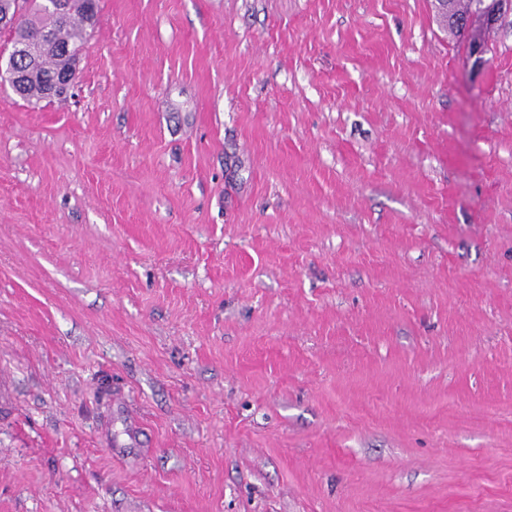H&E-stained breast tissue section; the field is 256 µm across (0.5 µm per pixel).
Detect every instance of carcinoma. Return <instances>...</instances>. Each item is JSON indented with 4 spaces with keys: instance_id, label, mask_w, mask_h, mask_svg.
Masks as SVG:
<instances>
[{
    "instance_id": "carcinoma-1",
    "label": "carcinoma",
    "mask_w": 512,
    "mask_h": 512,
    "mask_svg": "<svg viewBox=\"0 0 512 512\" xmlns=\"http://www.w3.org/2000/svg\"><path fill=\"white\" fill-rule=\"evenodd\" d=\"M469 2L470 0H455L453 6L449 7L443 0H438L449 31H458L457 22L464 19ZM95 13L97 0H68L67 16L62 22L51 21L35 5L27 13L18 16L17 34L23 38L35 39L43 31H50V38L40 45L34 57L27 60V64L36 69V73L20 89L19 94L23 99L37 102L46 98L43 77L69 68L71 57L79 54L80 39L86 31V20Z\"/></svg>"
}]
</instances>
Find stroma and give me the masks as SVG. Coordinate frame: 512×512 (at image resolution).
<instances>
[{
	"mask_svg": "<svg viewBox=\"0 0 512 512\" xmlns=\"http://www.w3.org/2000/svg\"><path fill=\"white\" fill-rule=\"evenodd\" d=\"M98 2L0 84V512H512V15Z\"/></svg>",
	"mask_w": 512,
	"mask_h": 512,
	"instance_id": "1",
	"label": "stroma"
}]
</instances>
